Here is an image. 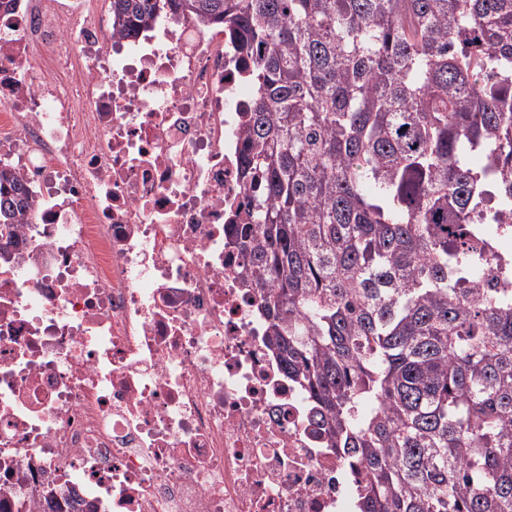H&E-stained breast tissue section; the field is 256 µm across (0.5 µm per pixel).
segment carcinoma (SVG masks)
Masks as SVG:
<instances>
[{
	"instance_id": "obj_1",
	"label": "carcinoma",
	"mask_w": 512,
	"mask_h": 512,
	"mask_svg": "<svg viewBox=\"0 0 512 512\" xmlns=\"http://www.w3.org/2000/svg\"><path fill=\"white\" fill-rule=\"evenodd\" d=\"M166 8L242 33L233 244L356 512H512V0H112Z\"/></svg>"
}]
</instances>
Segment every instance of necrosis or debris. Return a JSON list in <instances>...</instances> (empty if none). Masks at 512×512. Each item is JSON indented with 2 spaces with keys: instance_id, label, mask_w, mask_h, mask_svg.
I'll return each mask as SVG.
<instances>
[{
  "instance_id": "obj_1",
  "label": "necrosis or debris",
  "mask_w": 512,
  "mask_h": 512,
  "mask_svg": "<svg viewBox=\"0 0 512 512\" xmlns=\"http://www.w3.org/2000/svg\"><path fill=\"white\" fill-rule=\"evenodd\" d=\"M239 41L0 0V166L33 204L0 259V512H354L227 234Z\"/></svg>"
}]
</instances>
